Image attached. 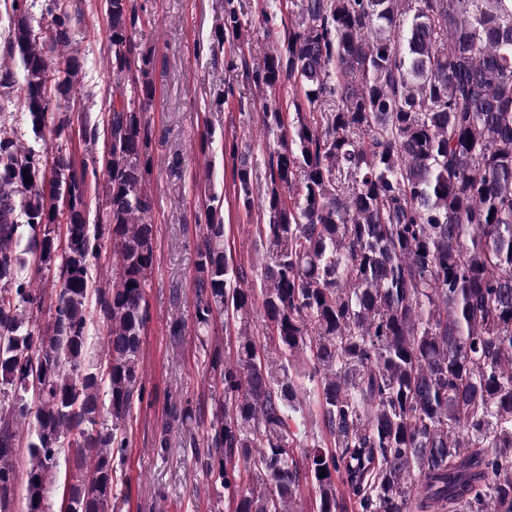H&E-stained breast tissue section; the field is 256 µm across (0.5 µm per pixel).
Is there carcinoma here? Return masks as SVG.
<instances>
[{
  "label": "carcinoma",
  "mask_w": 512,
  "mask_h": 512,
  "mask_svg": "<svg viewBox=\"0 0 512 512\" xmlns=\"http://www.w3.org/2000/svg\"><path fill=\"white\" fill-rule=\"evenodd\" d=\"M32 2L11 0L9 47L38 132L52 97L69 98L82 69L71 55L49 83L73 17L66 0H45L52 22L39 37ZM290 3L285 11L267 0L263 10L279 47L252 65L226 59L263 93L290 85L294 112L287 120L278 104H263L278 148L255 225L267 248L255 277L271 335L247 330L255 291L229 262L218 196L204 210L194 267L200 341L217 315L241 328L232 354L209 357L208 426L182 414L195 467L224 489L230 512H291L304 482L317 512H339L338 479L354 512H512V0ZM105 7L112 72L132 77L140 95L112 103L104 129L81 121L90 148L103 141L92 159L107 172L103 218L87 222L96 169L78 170L64 154L50 162L0 135V512H15L24 436V512H45L68 456L76 472L60 512H108L125 422L144 398L152 61L132 59L133 0ZM245 27L241 6L225 0L217 43L240 46ZM224 150L240 157L234 184L249 212L252 166L237 142ZM294 185L297 196L285 198ZM24 226L35 273L58 268L44 326L33 322L44 290L17 252ZM106 238L118 269L103 284L91 260ZM92 305L106 327L103 372L86 363ZM303 393L317 397L328 438H311L297 459L291 423L306 424Z\"/></svg>",
  "instance_id": "1"
}]
</instances>
